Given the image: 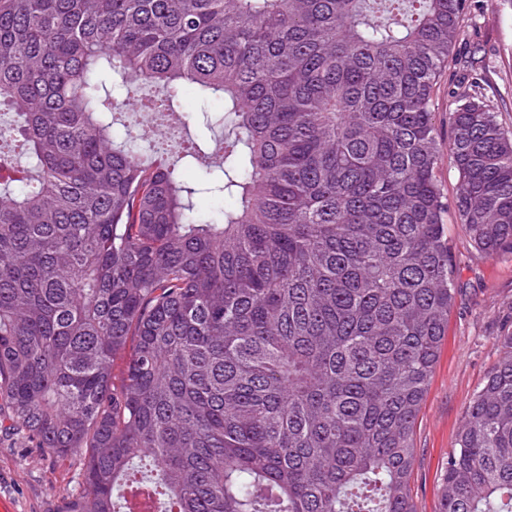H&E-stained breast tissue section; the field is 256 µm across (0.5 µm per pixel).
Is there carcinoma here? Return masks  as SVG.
<instances>
[{"label": "carcinoma", "mask_w": 512, "mask_h": 512, "mask_svg": "<svg viewBox=\"0 0 512 512\" xmlns=\"http://www.w3.org/2000/svg\"><path fill=\"white\" fill-rule=\"evenodd\" d=\"M468 0H0V412L83 452L58 512H414V426L459 288L453 207L512 254V130ZM154 89L151 99L140 94ZM224 102L181 154L122 112ZM192 166L209 178H181ZM231 206L196 217V195ZM135 351L121 382L114 358ZM440 512H512V335ZM452 75L453 66L451 64L450 68H448V76L441 82L439 88L437 89L434 101L435 122L441 133L444 145H448V135L450 134V129L448 126V111L449 109H452L453 106H450L448 89L450 87H454L451 82Z\"/></svg>", "instance_id": "cac0c4a2"}]
</instances>
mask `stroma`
Returning a JSON list of instances; mask_svg holds the SVG:
<instances>
[{
  "instance_id": "stroma-1",
  "label": "stroma",
  "mask_w": 512,
  "mask_h": 512,
  "mask_svg": "<svg viewBox=\"0 0 512 512\" xmlns=\"http://www.w3.org/2000/svg\"><path fill=\"white\" fill-rule=\"evenodd\" d=\"M464 31L477 38L490 98L499 121L511 129L512 0H470ZM448 239L460 293L414 428L415 512H440L441 478L464 411L499 359L501 337L512 334V255L482 257L464 225L453 221ZM84 464V454L59 459L29 447L21 434L0 432V498L14 512H57L62 499L78 494Z\"/></svg>"
}]
</instances>
